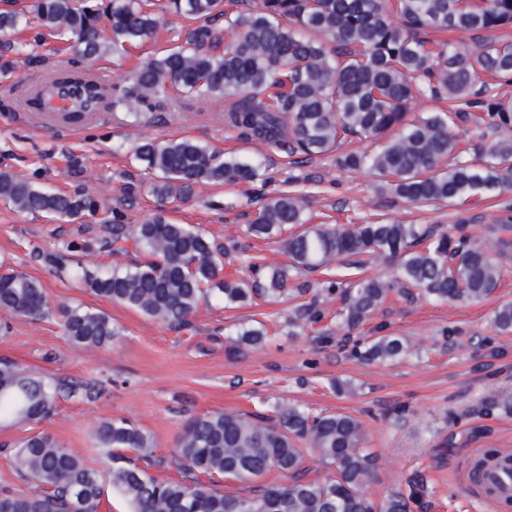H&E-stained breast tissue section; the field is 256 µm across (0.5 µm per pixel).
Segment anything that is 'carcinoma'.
Instances as JSON below:
<instances>
[{"label":"carcinoma","mask_w":512,"mask_h":512,"mask_svg":"<svg viewBox=\"0 0 512 512\" xmlns=\"http://www.w3.org/2000/svg\"><path fill=\"white\" fill-rule=\"evenodd\" d=\"M167 12L187 21L180 45L142 63L121 96L101 94L84 74H64L73 93L102 99L105 110L126 111L128 125L157 120L154 100L185 107L198 102H229L224 123L246 140L280 147L306 159L329 155L343 172L367 171L377 187L415 206L446 204L476 194L512 190V95L480 99L483 77L512 84V40L499 31L512 28V0H167ZM33 20L37 35L65 34L80 57L97 60L125 43L149 39L160 18L148 0H32L26 16L0 12V73L14 69L8 54L18 52L9 36ZM489 32L477 51L462 53L448 41L422 37L426 31ZM429 97L448 101L417 119L409 105ZM484 112L485 126L502 133L473 144L475 164L463 157L452 127L466 109ZM349 138L369 144L345 150ZM149 177V192L161 201L184 200L209 184L253 182L263 162L224 156L208 145L181 138H143L133 148ZM0 200L14 210L71 223L93 216L99 204L79 192H51L0 170ZM304 196L279 191L266 199L248 232L276 237L298 226L285 241L288 263L243 264L240 279L220 278L223 259L242 247L232 240L219 247L199 227L176 224L160 209L138 224L113 213L100 248L119 256L134 249L143 263L98 273L75 253L92 245L64 243L49 258L57 269L75 263L73 275L94 295L133 308L164 326L190 325L199 304L213 291L224 306L255 299L301 296L309 285L288 287L290 272H314L335 260L360 270L366 262L394 260L393 282L361 273L346 281L327 280L320 289L339 297V316L350 329L363 325L397 291L440 302H476L497 288L512 270L499 261L512 248V215L497 221V234L456 238L434 226L399 222L311 224L304 218ZM0 309L40 321L58 313L70 344L81 350L105 346L119 335L112 318L88 308H63L37 279L22 273L0 275ZM493 325L512 332V301L493 311ZM266 332L251 327L230 338L234 347L258 346ZM355 354L368 361H393L410 353L398 336L368 338ZM79 386L47 383L35 373L0 361V421H39L55 409L59 393ZM112 454L104 473L48 435L33 434L13 449L17 471L29 489L0 495V512H100L107 490L125 496L131 512H413L421 507L424 479H408L409 493L382 500L367 492L375 478V458L364 448L365 430L351 414H313L297 405L274 415L216 411L188 419L171 456L180 480H159L137 461L150 460L149 437L125 419L109 418L96 429ZM317 454L325 475L306 478L305 452ZM277 471L280 483L264 477ZM207 476L208 481L200 480ZM238 483L247 495L225 494L215 479Z\"/></svg>","instance_id":"cac0c4a2"}]
</instances>
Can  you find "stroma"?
I'll use <instances>...</instances> for the list:
<instances>
[{
  "instance_id": "stroma-1",
  "label": "stroma",
  "mask_w": 512,
  "mask_h": 512,
  "mask_svg": "<svg viewBox=\"0 0 512 512\" xmlns=\"http://www.w3.org/2000/svg\"><path fill=\"white\" fill-rule=\"evenodd\" d=\"M182 25L181 18L166 15L151 39L97 65L121 85L138 64L177 45ZM82 63L64 39L50 37L28 45L15 68L0 75V170L49 190L83 191L99 202L95 217L61 224L0 201V272L14 269L38 279L56 304L106 313L121 334L108 346L79 350L63 336L60 318L35 321L0 310V324L9 327L0 336V359L44 380L90 389L59 398L40 422L0 423V493L25 489L12 447L35 433L50 435L101 470L106 451L94 437L96 426L111 417L128 419L153 440L150 473L169 480L180 476L170 451L188 418L214 410L268 414L294 404L345 412L363 422L365 446L376 458L372 497L406 490L418 472L426 485L421 512H512V499L487 507L469 474L470 462L486 451L512 455V413L497 406L512 397V333L492 324L494 309L512 301V277L474 303L412 301L394 293L353 330L337 320L336 299L319 302L316 322L298 326L291 302L228 309L216 296L200 303L189 328L174 330L90 293L46 260L63 241L103 238L113 211L124 212L133 224L160 207L132 159L142 137H188L228 156L265 161L268 182L205 186L163 207L171 221L201 226L219 244L237 241L247 255L268 264L288 257L281 244L249 236L247 226L262 198L292 178L315 224L401 221L476 238L489 235L495 220L512 212V191L414 208L393 204L368 172H340L327 155L295 162L286 151L242 139L205 113L164 109L160 121L135 128L106 112L93 124L49 130L23 112L26 87L50 66ZM255 319L267 326L264 342L230 348L228 336ZM385 334L408 340L410 355L386 363L354 356L356 341Z\"/></svg>"
}]
</instances>
